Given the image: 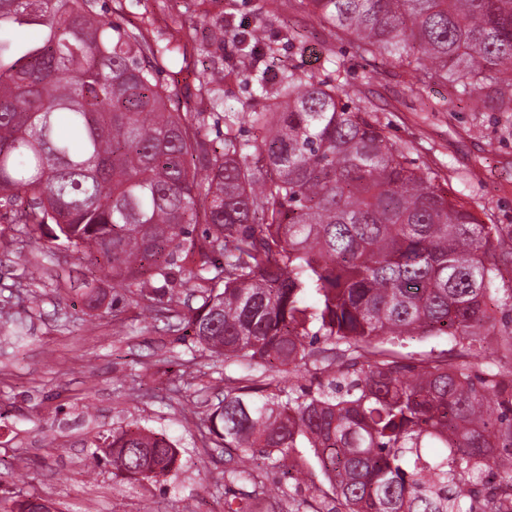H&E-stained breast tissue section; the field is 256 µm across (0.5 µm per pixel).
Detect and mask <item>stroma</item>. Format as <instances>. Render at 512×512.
I'll list each match as a JSON object with an SVG mask.
<instances>
[{
	"instance_id": "stroma-1",
	"label": "stroma",
	"mask_w": 512,
	"mask_h": 512,
	"mask_svg": "<svg viewBox=\"0 0 512 512\" xmlns=\"http://www.w3.org/2000/svg\"><path fill=\"white\" fill-rule=\"evenodd\" d=\"M163 29L202 27L220 18L228 27L261 28L268 50L257 64L241 60L233 39L199 51L187 44L173 68L172 104L194 112L203 104L194 74L201 65L227 69L224 109L238 111L253 94L247 76L254 68L270 74L296 65L320 74L331 69L328 57L343 60L362 89L361 104L387 122L391 137L414 148L413 155L440 171L451 196L484 206L493 223L512 229V126H505L479 95L454 96L448 85L426 87L424 101L447 100V112L421 111L407 85L413 67L377 59L367 64L348 44L331 39L328 26L311 18L300 0H148ZM299 39L290 40L286 28ZM36 270L25 279L24 269ZM94 283L105 298L95 331L83 324L81 295ZM25 325L21 338L0 335V497L32 494L52 497L59 512H220L216 499L224 485L227 451L204 440L198 429L225 386L246 380L264 384L266 367L221 362L165 329L164 313L141 311L113 288L102 273L88 270L76 254L54 256L20 243L0 215V304ZM126 324L114 331V315ZM170 435L178 444L176 477L130 486L103 471L84 474L90 442L103 430L130 421ZM301 468L293 478L279 477L269 459L256 456L255 473L266 486H279L283 512L319 496L333 505L334 494L309 449L297 451Z\"/></svg>"
}]
</instances>
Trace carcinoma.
Returning a JSON list of instances; mask_svg holds the SVG:
<instances>
[{
  "label": "carcinoma",
  "instance_id": "cac0c4a2",
  "mask_svg": "<svg viewBox=\"0 0 512 512\" xmlns=\"http://www.w3.org/2000/svg\"><path fill=\"white\" fill-rule=\"evenodd\" d=\"M301 3L361 56L419 64L414 96L443 82L512 118V0ZM22 27L43 35L18 41ZM206 30L224 42V22ZM185 38L197 32L162 44L96 0H0V208L31 246L45 235L141 310L166 308L167 331L210 356L277 369L274 389L226 387L201 418L238 451L225 481L254 480L257 452L287 475L308 448L345 512H512V230L451 197L346 76L256 73L259 99L226 112L213 67L196 75L210 107L171 111L163 73ZM260 40L235 34L250 59ZM2 332L22 323L0 311ZM437 336L463 362L394 350ZM319 340L332 359L293 386ZM91 446V468L131 482L179 468L176 443L136 421ZM258 508L254 490L224 499V512ZM0 512L58 510L30 495Z\"/></svg>",
  "mask_w": 512,
  "mask_h": 512
}]
</instances>
